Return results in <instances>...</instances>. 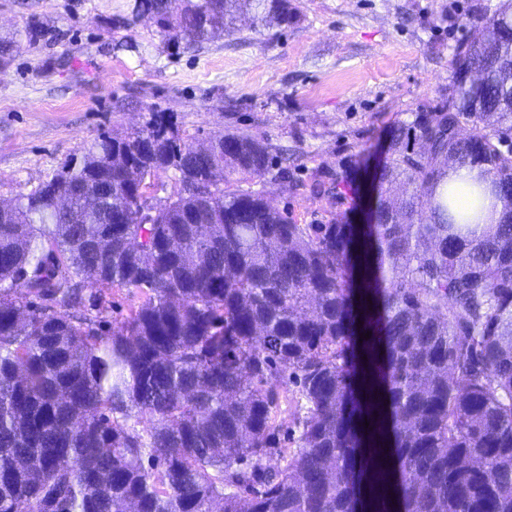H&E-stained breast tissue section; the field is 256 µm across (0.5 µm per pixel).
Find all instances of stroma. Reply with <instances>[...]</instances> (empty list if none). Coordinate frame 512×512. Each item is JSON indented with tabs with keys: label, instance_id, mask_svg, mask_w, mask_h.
<instances>
[{
	"label": "stroma",
	"instance_id": "stroma-1",
	"mask_svg": "<svg viewBox=\"0 0 512 512\" xmlns=\"http://www.w3.org/2000/svg\"><path fill=\"white\" fill-rule=\"evenodd\" d=\"M133 0H0V201L28 194L101 134L169 112L197 145L214 132L287 150L276 173L236 182L302 224L368 223L393 127L447 97L456 46L499 0H290L297 18L239 17L191 49ZM338 193L316 194L317 182Z\"/></svg>",
	"mask_w": 512,
	"mask_h": 512
}]
</instances>
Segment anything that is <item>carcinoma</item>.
I'll list each match as a JSON object with an SVG mask.
<instances>
[{
    "label": "carcinoma",
    "instance_id": "carcinoma-1",
    "mask_svg": "<svg viewBox=\"0 0 512 512\" xmlns=\"http://www.w3.org/2000/svg\"><path fill=\"white\" fill-rule=\"evenodd\" d=\"M198 46L288 0H135ZM448 99L392 131L369 223L251 192L271 145L211 155L162 112L99 136L0 216V512H512V0ZM489 175L482 229L437 193ZM198 176L153 205L146 179ZM413 186L399 196L390 186ZM127 314L104 326L112 290ZM478 172L477 168H471L468 165L456 166L448 170V176L445 179V182H448L447 188L455 189L458 210L472 213L471 209L480 207L481 217L478 224H496L500 218L502 203L488 192L486 196L480 195Z\"/></svg>",
    "mask_w": 512,
    "mask_h": 512
}]
</instances>
